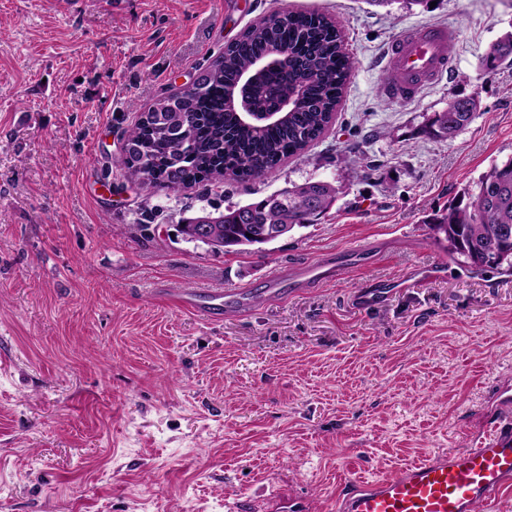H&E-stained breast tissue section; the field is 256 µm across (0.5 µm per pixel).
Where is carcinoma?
Masks as SVG:
<instances>
[{"label":"carcinoma","instance_id":"1","mask_svg":"<svg viewBox=\"0 0 512 512\" xmlns=\"http://www.w3.org/2000/svg\"><path fill=\"white\" fill-rule=\"evenodd\" d=\"M279 50L288 64L258 73L246 106L256 114L295 98L279 125L241 123L224 108V96L237 88L239 75L253 70L256 58ZM512 63V32L491 43L479 70L495 71ZM351 72L344 36L326 14L284 12L262 17L204 69L199 85L169 93L147 109L155 120L135 124L125 141L132 161L122 162L144 191L178 189L202 181L263 180L285 159L302 153L335 119ZM477 99L453 98L434 114L429 134L454 138L474 119ZM337 191L329 183L293 186L261 200L229 209L220 216L222 250L244 252L263 241L252 238L267 224L302 228L329 210ZM448 254L463 258L474 272L512 269V158L495 162L463 191L434 225Z\"/></svg>","mask_w":512,"mask_h":512}]
</instances>
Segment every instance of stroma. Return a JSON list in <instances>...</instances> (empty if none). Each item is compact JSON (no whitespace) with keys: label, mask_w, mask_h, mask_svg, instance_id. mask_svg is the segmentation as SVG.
I'll list each match as a JSON object with an SVG mask.
<instances>
[{"label":"stroma","mask_w":512,"mask_h":512,"mask_svg":"<svg viewBox=\"0 0 512 512\" xmlns=\"http://www.w3.org/2000/svg\"><path fill=\"white\" fill-rule=\"evenodd\" d=\"M335 15L341 110L256 182L141 191L125 132L254 19ZM455 24L453 71L378 93L401 32ZM512 0H0V512H334L343 487L464 448L512 396V270L470 274L432 220L512 157V65L480 75ZM476 96L450 140L425 132ZM308 181L306 227L243 253L180 224ZM370 246L340 279L272 297L274 274ZM375 288L364 307L356 292ZM220 288L207 320L171 296Z\"/></svg>","instance_id":"35a3bbf8"}]
</instances>
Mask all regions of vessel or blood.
<instances>
[{"label":"vessel or blood","mask_w":512,"mask_h":512,"mask_svg":"<svg viewBox=\"0 0 512 512\" xmlns=\"http://www.w3.org/2000/svg\"><path fill=\"white\" fill-rule=\"evenodd\" d=\"M459 38L453 24H431L397 36L386 51L391 81L382 95L391 103H409L450 71L449 48ZM334 256L325 255L301 267L291 284L308 288L338 278ZM224 290L209 291L206 301L178 295L174 304L204 318L224 311ZM512 490V434H493L474 440L466 448L438 453L396 469L372 481L354 482L336 502L335 512H475L484 506L495 512L501 496Z\"/></svg>","instance_id":"1"}]
</instances>
